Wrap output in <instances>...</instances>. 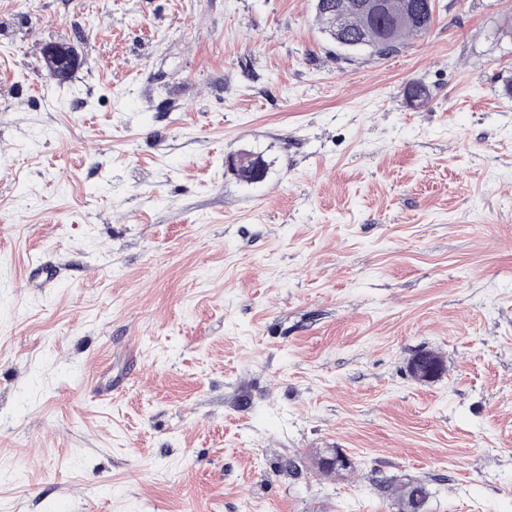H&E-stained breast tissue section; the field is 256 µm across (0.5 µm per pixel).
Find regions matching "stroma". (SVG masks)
<instances>
[{"label": "stroma", "mask_w": 512, "mask_h": 512, "mask_svg": "<svg viewBox=\"0 0 512 512\" xmlns=\"http://www.w3.org/2000/svg\"><path fill=\"white\" fill-rule=\"evenodd\" d=\"M435 3L0 0V512H512V0ZM315 20L340 48L368 49L377 57L398 51L409 37L426 35L435 9L433 0H392L390 11L375 20L362 8L363 0H316ZM394 499L395 511L400 512L406 508L408 512H426V505L429 499V490L421 482H406L391 487Z\"/></svg>", "instance_id": "35a3bbf8"}]
</instances>
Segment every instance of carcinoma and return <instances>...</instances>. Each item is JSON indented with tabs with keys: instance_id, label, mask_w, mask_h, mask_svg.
<instances>
[{
	"instance_id": "obj_1",
	"label": "carcinoma",
	"mask_w": 512,
	"mask_h": 512,
	"mask_svg": "<svg viewBox=\"0 0 512 512\" xmlns=\"http://www.w3.org/2000/svg\"><path fill=\"white\" fill-rule=\"evenodd\" d=\"M363 0H316L315 20L321 30L340 48L367 49L377 57L398 51L409 37L426 35L435 9L433 0H391L390 11L373 20L362 8ZM264 161L254 155L241 156L234 171L241 180L252 183V168ZM395 510L426 512L429 490L421 482H406L391 488Z\"/></svg>"
}]
</instances>
